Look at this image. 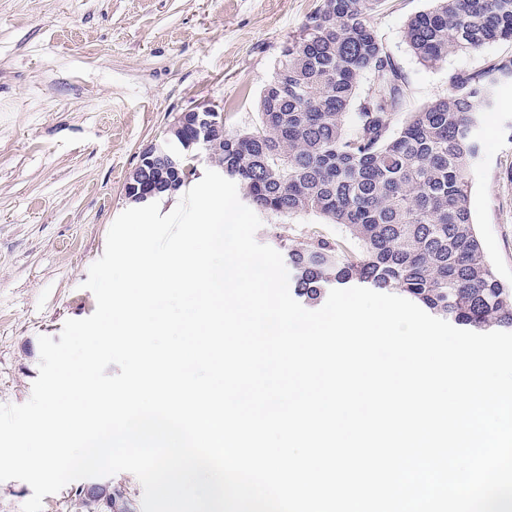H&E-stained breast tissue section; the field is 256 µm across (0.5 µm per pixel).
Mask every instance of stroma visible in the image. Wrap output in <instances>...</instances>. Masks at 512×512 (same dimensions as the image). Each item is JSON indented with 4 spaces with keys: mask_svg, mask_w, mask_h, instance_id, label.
Masks as SVG:
<instances>
[{
    "mask_svg": "<svg viewBox=\"0 0 512 512\" xmlns=\"http://www.w3.org/2000/svg\"><path fill=\"white\" fill-rule=\"evenodd\" d=\"M316 0H0V404H22L38 377L39 336L59 337L96 309L83 289L147 145L207 104L238 131L282 44ZM433 0H386L372 23L419 107L448 96V74L512 58V41L423 66L403 30ZM469 208L485 255L512 285V79L480 131ZM259 243L278 247L344 227L313 214H261Z\"/></svg>",
    "mask_w": 512,
    "mask_h": 512,
    "instance_id": "obj_1",
    "label": "stroma"
}]
</instances>
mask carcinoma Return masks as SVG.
Returning <instances> with one entry per match:
<instances>
[{"label": "carcinoma", "instance_id": "obj_1", "mask_svg": "<svg viewBox=\"0 0 512 512\" xmlns=\"http://www.w3.org/2000/svg\"><path fill=\"white\" fill-rule=\"evenodd\" d=\"M384 3L318 0L282 45L257 124L215 134L214 159L255 210L316 213L357 245H288L299 296L316 302L329 288L364 283L459 325L511 328L512 286L485 256L467 173L512 59L451 72L449 96L408 111L406 77L370 22ZM404 40L429 67L512 41V0H434L409 19Z\"/></svg>", "mask_w": 512, "mask_h": 512}]
</instances>
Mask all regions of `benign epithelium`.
Segmentation results:
<instances>
[{
  "label": "benign epithelium",
  "instance_id": "1",
  "mask_svg": "<svg viewBox=\"0 0 512 512\" xmlns=\"http://www.w3.org/2000/svg\"><path fill=\"white\" fill-rule=\"evenodd\" d=\"M190 125L195 130V139L185 140L180 131ZM224 126V113L212 106H201L178 115L170 126L168 136L160 143L147 147L140 155L139 163L124 184L125 196L138 203L146 204L155 194L166 188V176L157 178L158 184L145 187L140 184L139 174L152 158L162 156L169 168L190 171L205 161L212 163L210 140L212 131ZM75 495L82 500L86 512H109L112 509V480L91 478L79 485Z\"/></svg>",
  "mask_w": 512,
  "mask_h": 512
}]
</instances>
